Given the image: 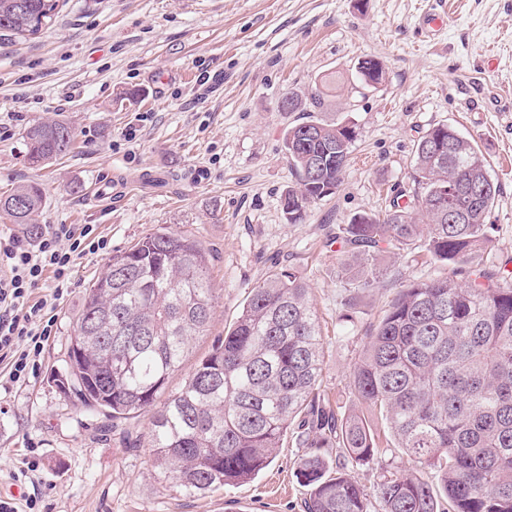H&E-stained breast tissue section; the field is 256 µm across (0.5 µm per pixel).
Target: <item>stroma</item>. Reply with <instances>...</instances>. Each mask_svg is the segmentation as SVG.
<instances>
[{
    "mask_svg": "<svg viewBox=\"0 0 512 512\" xmlns=\"http://www.w3.org/2000/svg\"><path fill=\"white\" fill-rule=\"evenodd\" d=\"M428 0H66L52 26L0 39V193L39 182L41 227L94 224L109 248L80 259L35 379L0 392V495L23 463L40 462L46 512H302L296 478L304 450L287 438L250 482L206 496L161 477L149 420L106 425L54 382L84 292L114 252L166 229L201 241L216 310L193 342L177 389L270 272L310 288L322 329V405L365 415L350 374L388 303L407 281L447 269L426 254L393 250L375 287H349L342 228L385 214L412 186L414 149L447 124L471 139L500 188L480 268L512 272V0H442L451 20L438 40L420 24ZM378 58L368 86L356 66ZM322 94L315 118L355 124L358 137L336 193L287 223L283 191L298 185L282 149L304 113L282 112L286 90ZM69 123L74 149L39 169L26 162L25 130ZM332 469L375 497L383 476L431 469L394 448L358 465L324 449Z\"/></svg>",
    "mask_w": 512,
    "mask_h": 512,
    "instance_id": "stroma-1",
    "label": "stroma"
}]
</instances>
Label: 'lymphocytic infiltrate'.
I'll return each mask as SVG.
<instances>
[{"instance_id":"lymphocytic-infiltrate-1","label":"lymphocytic infiltrate","mask_w":512,"mask_h":512,"mask_svg":"<svg viewBox=\"0 0 512 512\" xmlns=\"http://www.w3.org/2000/svg\"><path fill=\"white\" fill-rule=\"evenodd\" d=\"M106 248L93 224H55L29 243L0 233V389L35 377L77 260Z\"/></svg>"}]
</instances>
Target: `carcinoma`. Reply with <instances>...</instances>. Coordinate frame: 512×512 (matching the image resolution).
<instances>
[{
    "label": "carcinoma",
    "mask_w": 512,
    "mask_h": 512,
    "mask_svg": "<svg viewBox=\"0 0 512 512\" xmlns=\"http://www.w3.org/2000/svg\"><path fill=\"white\" fill-rule=\"evenodd\" d=\"M59 12V0H0V37L27 40ZM33 167L69 153L74 129L44 121L25 133ZM355 138L342 125L308 120L283 138L300 179L282 196L289 224L336 192ZM403 205L383 216L357 214L346 225L348 284L372 288L376 257L424 245L446 276L404 284L374 331L351 381L385 423L394 445L434 467L450 510L433 487L410 473L378 486L379 512H512V282L483 269L457 276L485 246L486 218L499 188L487 161L454 127L419 138ZM435 186L452 187L445 197ZM44 202L37 182L0 195V212L30 235ZM208 252L184 233L157 231L112 255L86 289L69 336L58 387L112 421L149 415V447L159 474L189 496L251 481L277 455L296 419L313 433L296 476L309 489L303 512H370L364 491L329 472L317 449L336 446L357 463L385 447L365 419L342 420L319 406L321 329L307 285L273 272L251 289L242 311L176 392L166 393L191 341L215 313ZM162 406H156L161 396Z\"/></svg>",
    "instance_id": "carcinoma-1"
}]
</instances>
